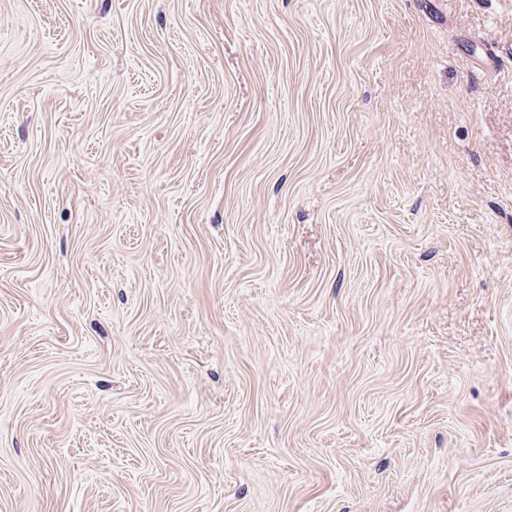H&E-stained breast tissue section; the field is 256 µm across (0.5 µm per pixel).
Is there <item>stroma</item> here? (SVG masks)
<instances>
[{
	"mask_svg": "<svg viewBox=\"0 0 512 512\" xmlns=\"http://www.w3.org/2000/svg\"><path fill=\"white\" fill-rule=\"evenodd\" d=\"M0 512H512V0H0Z\"/></svg>",
	"mask_w": 512,
	"mask_h": 512,
	"instance_id": "stroma-1",
	"label": "stroma"
}]
</instances>
